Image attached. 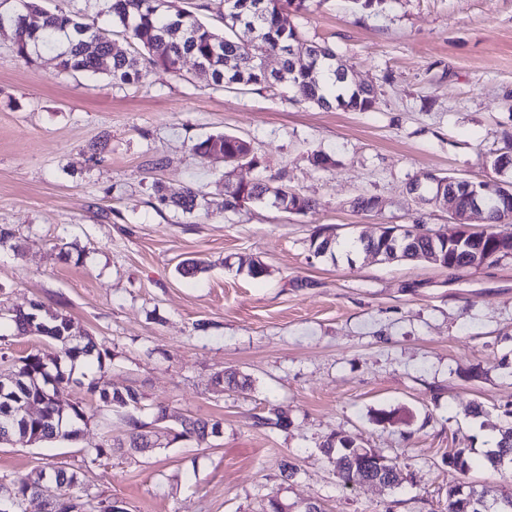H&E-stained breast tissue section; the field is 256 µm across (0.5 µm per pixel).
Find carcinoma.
I'll return each instance as SVG.
<instances>
[{
  "label": "carcinoma",
  "instance_id": "1",
  "mask_svg": "<svg viewBox=\"0 0 512 512\" xmlns=\"http://www.w3.org/2000/svg\"><path fill=\"white\" fill-rule=\"evenodd\" d=\"M101 12L107 14L115 33L123 39L139 44L141 57L137 58L117 47L103 29L85 21L78 11L44 6V0H0V23L12 27L16 41V55L26 61L33 54L44 50L53 53L52 60L60 71L97 74L102 70L112 85L138 84L145 78L143 64L176 73L183 58L193 57L201 70L217 89H243L249 86L273 87L286 83L296 100L321 108H339L354 112H368L376 103V91L372 86H357L347 77V68L336 51L325 43L312 42L306 48L304 58L290 52L293 44L301 40L298 30L287 20L288 9L299 12L306 9L307 0H232L224 10V31H219L188 10L177 9L172 0H102ZM248 35L238 36V31ZM274 56L279 67L269 69L264 59ZM195 154L206 157L213 154L224 156V162L234 167L252 163L257 158L250 142L226 133L210 134L192 145ZM155 200L161 207H174L191 214L202 206L204 195L192 187L177 195H168L159 186L154 187ZM281 200L284 209L306 213L314 209L313 202L296 193L288 184L273 178L258 179L243 185L231 179V172L224 173V197L222 208L235 211L246 203H266ZM486 229L474 231L469 237L478 243L467 247L450 244L443 233H420L414 230L397 241L389 238L361 240L363 250L374 251L385 260H417L432 250L447 251L449 269L476 268L501 258L492 233L496 225L512 220V202L495 198L484 204ZM336 239L316 234L310 243L318 256L336 258ZM0 320L5 321L6 332L0 339L25 336L31 333L43 336L55 343L53 353L38 349L19 359L13 365L12 374L18 377L14 395L25 402L30 398L43 401L42 414L25 419L12 414L15 402L0 396V421L9 420L12 442L25 446L34 432L41 441L56 438L67 439L77 434L76 425L87 419L82 405L71 410L56 407L49 394L54 384L65 388L73 372L62 370V364L75 367L78 360L93 358L97 363L98 376L89 384V392L98 397L104 407L111 410H139L142 396L132 388L112 389L105 380L107 362L112 360L110 350L95 342L93 345L78 339L82 335L72 318L60 311L42 315V305L34 303L30 309L14 310L0 306ZM509 420L499 428L500 439L495 449L485 456L487 466L497 473L512 469V411L505 412ZM125 437L115 439L106 447L90 448L85 454L96 462L107 454V448H142L147 434L145 424L129 416ZM218 422L195 417L182 419L181 430L173 439L195 438L204 440L212 434ZM328 458H336L337 477L344 487H353L367 481H378L389 488H397L403 480L388 470L383 473L366 464L358 454V445L347 437L329 439L323 444ZM455 470L466 475L471 468V458L465 448L450 453ZM61 492L65 498L48 504L44 512H102L105 499L93 493L85 485L81 473L75 470L60 471ZM43 472L16 474L9 479L14 498L13 512H23L22 505L31 488L42 478ZM491 489H477L463 483L448 488L445 512H459L461 501L468 500V512H512L504 502L490 500Z\"/></svg>",
  "mask_w": 512,
  "mask_h": 512
}]
</instances>
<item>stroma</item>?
<instances>
[{
	"instance_id": "stroma-1",
	"label": "stroma",
	"mask_w": 512,
	"mask_h": 512,
	"mask_svg": "<svg viewBox=\"0 0 512 512\" xmlns=\"http://www.w3.org/2000/svg\"><path fill=\"white\" fill-rule=\"evenodd\" d=\"M288 19L304 40L331 45L353 82L374 85L372 111L298 103L285 84L217 90L189 56L180 73L154 69L144 85L115 87L44 57L26 62L13 29L0 30V225L14 232L0 248V299L41 302L91 333L112 353L111 388L142 393V422L161 403L173 420L222 426L202 443L115 450L91 464L85 449L127 423L74 382L61 398L84 406L82 435L0 445V477L63 466L120 512H264L273 495L293 512H444L464 478L446 459L469 448L465 478L512 497V475L482 462L512 410V257L448 270L310 248L323 228L342 241L382 224L452 231L449 210L408 185L424 173L493 177L485 160L512 135V0H391L380 13L308 0ZM218 132L250 141L261 167L231 171L194 154ZM101 137L96 164L88 146ZM317 151L333 166H311ZM227 171L236 181L284 175L315 208L221 210ZM157 182L170 194L199 189L211 205L155 208ZM360 196L384 206L358 211ZM243 258L266 275L251 278ZM188 259L205 269L187 279L177 267ZM230 371L249 387L216 390L214 376ZM274 405L287 427L259 425ZM381 410L402 418L377 424ZM343 436L393 459L403 485L343 488L322 451ZM285 461L295 476L282 474Z\"/></svg>"
}]
</instances>
